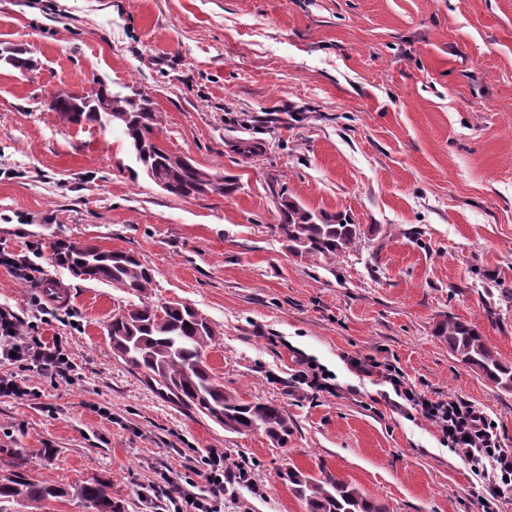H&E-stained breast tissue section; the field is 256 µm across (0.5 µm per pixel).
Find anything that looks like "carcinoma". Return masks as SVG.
Segmentation results:
<instances>
[{
  "label": "carcinoma",
  "mask_w": 512,
  "mask_h": 512,
  "mask_svg": "<svg viewBox=\"0 0 512 512\" xmlns=\"http://www.w3.org/2000/svg\"><path fill=\"white\" fill-rule=\"evenodd\" d=\"M26 54L25 48H7L0 52V60L24 71L31 66ZM48 109L78 126L85 122L122 130L141 170L173 196L186 199L211 192L230 196L239 188L233 175L214 185L216 174L164 148L160 114L147 97L116 95L104 84L86 96L58 88L48 98ZM278 214V232L288 251L299 257L334 263L356 251L365 235L361 225L336 214L312 211L288 196L281 197ZM52 255L57 266L76 277L102 282L139 298L140 304L112 316L107 335L113 355L140 373L148 387L186 412L207 416L226 432L259 431L287 445L292 432L288 411L274 403L247 401L224 391V384L206 362L216 336L214 328L187 303L152 301V270L136 254L82 244L64 236L52 243ZM488 298L487 313L495 316L501 307L512 305V288H498L489 292ZM436 335L448 343L449 353L458 361L512 391V363L499 357L476 326L448 316L438 323ZM281 479L305 503L306 512H387L384 505L330 472L315 477L288 468ZM64 493L60 487L21 474L0 481V503L20 500L27 512H44L48 501ZM74 495L96 512H121L106 482L84 483Z\"/></svg>",
  "instance_id": "cac0c4a2"
}]
</instances>
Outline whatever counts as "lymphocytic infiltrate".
Wrapping results in <instances>:
<instances>
[{"mask_svg":"<svg viewBox=\"0 0 512 512\" xmlns=\"http://www.w3.org/2000/svg\"><path fill=\"white\" fill-rule=\"evenodd\" d=\"M36 322L19 327L17 315L0 308V397L19 398L30 389L20 374L34 371L51 381L71 382L76 365L68 352L66 340L55 337L46 343L38 335ZM350 367L359 375L380 378L391 385L411 410L430 422L448 447L462 451L470 470L479 476L474 488L482 512H500L503 499L512 497V450L504 443L489 416L458 397L433 399L414 391L396 368L380 364L371 357H349ZM207 488L205 498L190 497L181 486H174L178 500L189 502L192 512H221L224 497L234 481L250 482V473L239 469L231 475L224 471V456L213 453L200 473Z\"/></svg>","mask_w":512,"mask_h":512,"instance_id":"lymphocytic-infiltrate-1","label":"lymphocytic infiltrate"}]
</instances>
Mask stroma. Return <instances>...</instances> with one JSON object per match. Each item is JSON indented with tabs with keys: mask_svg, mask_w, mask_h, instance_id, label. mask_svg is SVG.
Returning <instances> with one entry per match:
<instances>
[{
	"mask_svg": "<svg viewBox=\"0 0 512 512\" xmlns=\"http://www.w3.org/2000/svg\"><path fill=\"white\" fill-rule=\"evenodd\" d=\"M0 308L31 320L38 283L69 291L39 329L66 338L75 383L36 373L0 397V477L17 453L50 449L29 478L67 489L111 484L124 512H174L168 481L193 483L212 449L244 464L223 512H306L281 480L328 469L389 512H481L459 451L384 401L348 356L392 364L431 397L490 415L512 448V391L448 352L435 329L476 325L512 362V308L484 313L485 288L512 285V0H0ZM149 95L162 141L237 176L231 196L180 199L137 164L120 131L66 123L45 100L99 84ZM259 148L248 157L244 147ZM368 230L328 264L281 241L279 193ZM59 235L134 252L153 301L193 306L216 331L207 362L226 392L283 406L287 446L229 433L146 386L113 353V313L136 296L50 259ZM334 392L301 384L297 355Z\"/></svg>",
	"mask_w": 512,
	"mask_h": 512,
	"instance_id": "1",
	"label": "stroma"
}]
</instances>
